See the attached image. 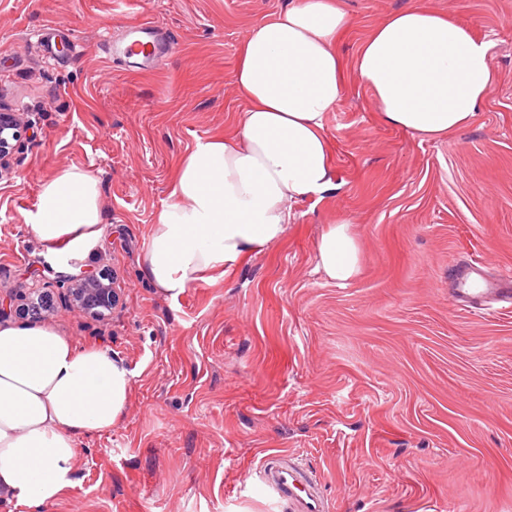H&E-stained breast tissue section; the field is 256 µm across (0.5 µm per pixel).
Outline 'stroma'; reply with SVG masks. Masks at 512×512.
Listing matches in <instances>:
<instances>
[{
    "instance_id": "stroma-1",
    "label": "stroma",
    "mask_w": 512,
    "mask_h": 512,
    "mask_svg": "<svg viewBox=\"0 0 512 512\" xmlns=\"http://www.w3.org/2000/svg\"><path fill=\"white\" fill-rule=\"evenodd\" d=\"M286 2L0 0V105L28 127L0 177V290L40 279L48 325L134 374L124 419L81 436L42 512H286L258 476L273 453L307 464L331 512H512V305L451 298L463 263L512 275V0H342L345 93L325 120L337 190L177 299L140 270L183 158L236 134L250 27ZM411 5L491 42L479 112L435 139L387 125L354 74L372 28ZM144 23L172 44L147 69L112 52ZM72 168L97 177L103 224L78 261L122 288L101 319L62 304L70 263L25 222ZM341 220L361 266L343 286L315 258Z\"/></svg>"
}]
</instances>
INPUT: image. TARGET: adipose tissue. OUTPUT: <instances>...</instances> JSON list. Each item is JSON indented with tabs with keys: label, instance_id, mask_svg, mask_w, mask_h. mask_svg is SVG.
<instances>
[{
	"label": "adipose tissue",
	"instance_id": "ef3b65f1",
	"mask_svg": "<svg viewBox=\"0 0 512 512\" xmlns=\"http://www.w3.org/2000/svg\"><path fill=\"white\" fill-rule=\"evenodd\" d=\"M353 23L342 0H289L255 22L233 73L247 108L235 140L198 141L138 263L169 298L228 272L279 241L295 203L330 190L334 170L325 116L343 97L338 36ZM490 45L467 26L418 7L386 18L355 58L358 82L383 120L424 138L466 127L493 80ZM25 222L67 257L102 233L95 177L71 169L47 181ZM316 261L343 284L360 272L349 222L324 231ZM133 374L98 347H79L46 325L0 327V486L38 512L69 486L78 437L123 418Z\"/></svg>",
	"mask_w": 512,
	"mask_h": 512
}]
</instances>
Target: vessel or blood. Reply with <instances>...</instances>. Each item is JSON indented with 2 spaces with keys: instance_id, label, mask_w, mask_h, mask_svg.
<instances>
[{
  "instance_id": "1",
  "label": "vessel or blood",
  "mask_w": 512,
  "mask_h": 512,
  "mask_svg": "<svg viewBox=\"0 0 512 512\" xmlns=\"http://www.w3.org/2000/svg\"><path fill=\"white\" fill-rule=\"evenodd\" d=\"M142 39L133 41L124 49L125 55H141L146 66L154 64L168 54L170 47L157 39L150 25L141 28ZM482 265L472 262L458 275L457 302L478 307L484 298L498 295L512 300V276L491 285L481 278ZM260 480L266 490L277 500L287 502L291 512H330L321 485L313 473L299 459L289 455L268 457L262 464Z\"/></svg>"
}]
</instances>
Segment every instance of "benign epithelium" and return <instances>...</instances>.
I'll return each instance as SVG.
<instances>
[{
  "label": "benign epithelium",
  "instance_id": "1",
  "mask_svg": "<svg viewBox=\"0 0 512 512\" xmlns=\"http://www.w3.org/2000/svg\"><path fill=\"white\" fill-rule=\"evenodd\" d=\"M27 133L20 113L0 109V175L8 169L16 143ZM63 299L77 312L90 317H101L120 302L121 288L117 279L104 270L79 269L64 276L61 286ZM36 319L47 318L46 307L38 284H33L25 297V307L17 304V296L0 293V320L18 310Z\"/></svg>",
  "mask_w": 512,
  "mask_h": 512
}]
</instances>
